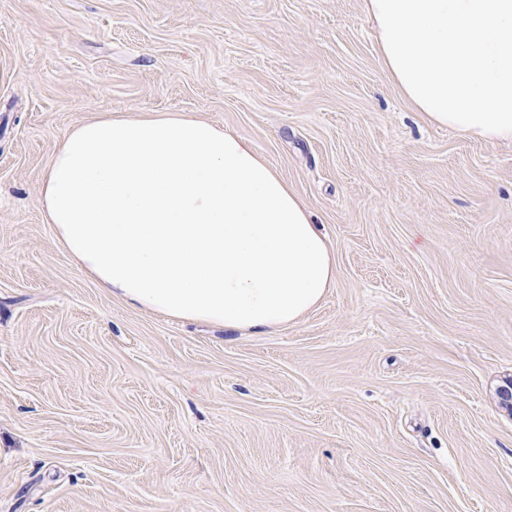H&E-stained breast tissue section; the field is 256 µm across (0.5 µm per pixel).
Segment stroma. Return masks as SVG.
Masks as SVG:
<instances>
[{"instance_id": "obj_1", "label": "stroma", "mask_w": 512, "mask_h": 512, "mask_svg": "<svg viewBox=\"0 0 512 512\" xmlns=\"http://www.w3.org/2000/svg\"><path fill=\"white\" fill-rule=\"evenodd\" d=\"M249 140L335 255L264 334L128 306L59 244L62 136ZM512 144L432 125L364 0H0V512H512Z\"/></svg>"}]
</instances>
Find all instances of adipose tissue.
I'll return each instance as SVG.
<instances>
[{
  "mask_svg": "<svg viewBox=\"0 0 512 512\" xmlns=\"http://www.w3.org/2000/svg\"><path fill=\"white\" fill-rule=\"evenodd\" d=\"M379 55L432 124L512 142V0H365ZM40 206L79 268L134 307L263 332L331 288L333 251L253 145L181 113L66 132Z\"/></svg>",
  "mask_w": 512,
  "mask_h": 512,
  "instance_id": "1",
  "label": "adipose tissue"
}]
</instances>
